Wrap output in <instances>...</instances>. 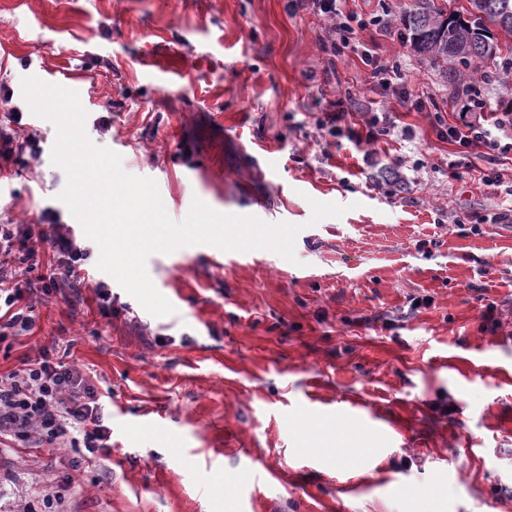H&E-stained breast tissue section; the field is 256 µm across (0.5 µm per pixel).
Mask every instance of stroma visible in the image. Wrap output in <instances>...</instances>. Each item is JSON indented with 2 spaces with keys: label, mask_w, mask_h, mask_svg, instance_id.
Wrapping results in <instances>:
<instances>
[{
  "label": "stroma",
  "mask_w": 512,
  "mask_h": 512,
  "mask_svg": "<svg viewBox=\"0 0 512 512\" xmlns=\"http://www.w3.org/2000/svg\"><path fill=\"white\" fill-rule=\"evenodd\" d=\"M331 27L289 0H0L14 91L0 118L20 109L43 137L0 189V224L49 208L86 240L59 199L56 129L20 93L65 74L90 140L155 179L173 220L198 199L301 227L291 262L205 244L150 255L167 316L115 281L101 313L93 263L78 292L43 298L34 329L0 343V374L56 347L102 392L112 453L80 472L64 451L0 442V512L57 493L64 512H512V230L488 221L504 198L467 168L442 175L453 147L406 99L462 111L437 67L401 34L376 37L404 88L372 93L353 52H323ZM348 92L417 139L368 161L322 137ZM315 200L347 211L310 224ZM337 428L368 455L336 463Z\"/></svg>",
  "instance_id": "1"
}]
</instances>
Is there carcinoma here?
<instances>
[{
  "label": "carcinoma",
  "mask_w": 512,
  "mask_h": 512,
  "mask_svg": "<svg viewBox=\"0 0 512 512\" xmlns=\"http://www.w3.org/2000/svg\"><path fill=\"white\" fill-rule=\"evenodd\" d=\"M445 14L435 0H410L400 24L411 49L457 88L461 70L498 57V35L512 37V0H466L458 18L446 24Z\"/></svg>",
  "instance_id": "cac0c4a2"
}]
</instances>
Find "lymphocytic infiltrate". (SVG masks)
I'll list each match as a JSON object with an SVG mask.
<instances>
[{
  "label": "lymphocytic infiltrate",
  "instance_id": "f902f5d3",
  "mask_svg": "<svg viewBox=\"0 0 512 512\" xmlns=\"http://www.w3.org/2000/svg\"><path fill=\"white\" fill-rule=\"evenodd\" d=\"M294 6L330 17L338 37L330 45L331 52L351 47L372 84L387 86L398 78L397 68L377 57L360 39L361 33L368 31L390 34L396 25L390 11H359L348 7L347 0H294ZM494 80V75L487 74L482 84ZM482 84H470L465 93L468 111L450 121L443 113L434 112L431 127L437 137L455 148L449 169H457L460 161L471 157L487 159L492 167L480 172V182L512 197V177H506L501 167L512 155V97L483 96ZM22 117V112L13 111L6 121H0V161L8 165L21 166L42 154L39 135L20 136ZM320 129L331 137L350 131L356 145L368 147L395 135L407 140L416 137L414 128L398 127L391 113L372 109L336 110L327 115ZM45 247L51 249L55 263L42 280L43 294L62 287L79 288L90 250L77 242L73 230L60 223L56 212L43 211L33 225L0 224V253L16 255L14 265L0 262V342L23 335L36 324L35 295L22 288L18 275L33 272L30 260ZM101 398L98 388L77 368L41 352L39 358L24 360L18 369L0 377V437L31 438L65 449L78 468L88 469L111 453Z\"/></svg>",
  "mask_w": 512,
  "mask_h": 512
}]
</instances>
